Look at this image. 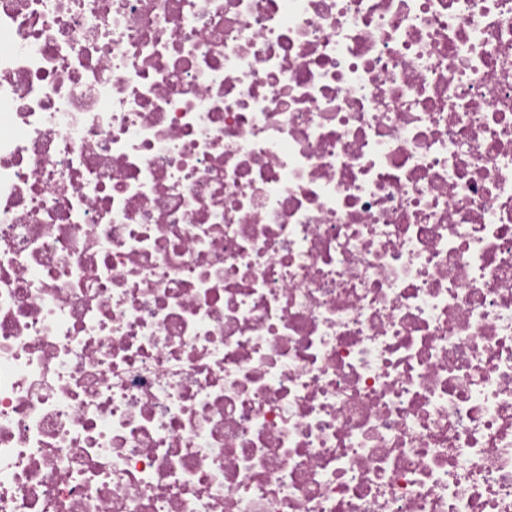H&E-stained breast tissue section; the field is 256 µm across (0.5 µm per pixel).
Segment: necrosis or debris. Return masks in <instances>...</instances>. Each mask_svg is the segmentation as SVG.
Returning <instances> with one entry per match:
<instances>
[{
    "label": "necrosis or debris",
    "mask_w": 512,
    "mask_h": 512,
    "mask_svg": "<svg viewBox=\"0 0 512 512\" xmlns=\"http://www.w3.org/2000/svg\"><path fill=\"white\" fill-rule=\"evenodd\" d=\"M0 512H512V0H0Z\"/></svg>",
    "instance_id": "obj_1"
}]
</instances>
